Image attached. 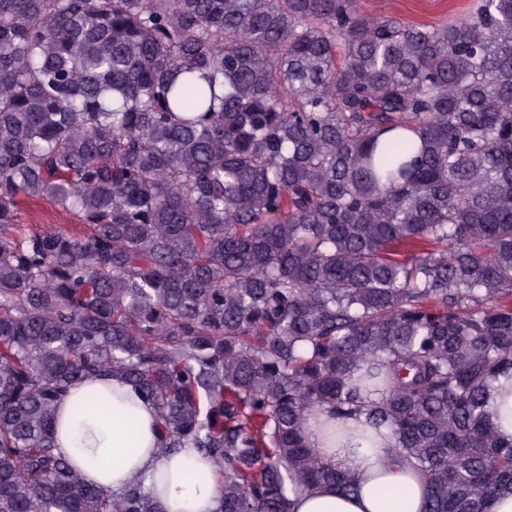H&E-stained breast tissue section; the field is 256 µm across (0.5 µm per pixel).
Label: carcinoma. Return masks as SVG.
I'll return each instance as SVG.
<instances>
[{"label": "carcinoma", "mask_w": 512, "mask_h": 512, "mask_svg": "<svg viewBox=\"0 0 512 512\" xmlns=\"http://www.w3.org/2000/svg\"><path fill=\"white\" fill-rule=\"evenodd\" d=\"M45 197L86 225L20 223ZM416 252L400 258L398 247ZM150 397L219 512L357 478L389 431L425 512H492L512 442V0L430 27L358 0H0V512H162L56 452L70 385ZM487 409L501 437L510 441L512 439V377L501 376L493 383Z\"/></svg>", "instance_id": "obj_1"}]
</instances>
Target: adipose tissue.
Instances as JSON below:
<instances>
[{"instance_id":"adipose-tissue-1","label":"adipose tissue","mask_w":512,"mask_h":512,"mask_svg":"<svg viewBox=\"0 0 512 512\" xmlns=\"http://www.w3.org/2000/svg\"><path fill=\"white\" fill-rule=\"evenodd\" d=\"M96 396L103 409L73 419L74 403ZM501 437L512 439V377L494 382L487 406ZM55 440L63 455L87 483L118 494L134 480H143L163 512H218L223 477L198 449H160L157 411L120 376L92 375L70 386L55 418ZM308 442L320 456L359 479L358 491L346 493L319 486L291 496V512H423L427 478L415 464L391 459L386 440L376 445L350 437L329 438L325 428L310 424ZM394 487L403 506L393 510L380 495Z\"/></svg>"}]
</instances>
